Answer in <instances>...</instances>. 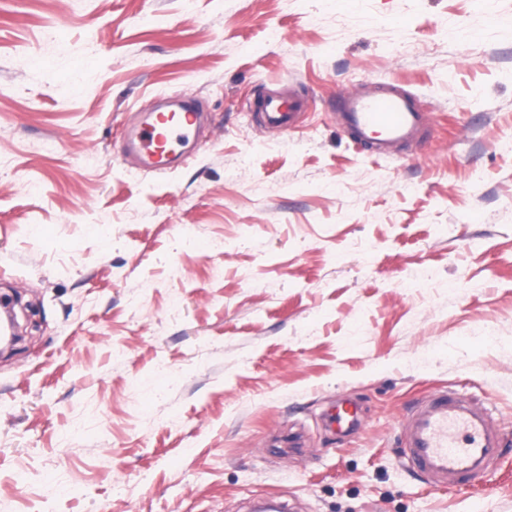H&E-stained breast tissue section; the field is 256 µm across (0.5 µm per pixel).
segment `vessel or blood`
Masks as SVG:
<instances>
[{"mask_svg":"<svg viewBox=\"0 0 512 512\" xmlns=\"http://www.w3.org/2000/svg\"><path fill=\"white\" fill-rule=\"evenodd\" d=\"M165 107L144 113L125 140V157L150 172H164L178 160L175 146L193 143L201 121L197 103L179 93L165 98ZM264 124L285 131L296 126L308 108L297 94L257 96L249 104ZM336 117L354 141L373 152L416 141L428 121L412 96L396 85L367 93L348 91L336 100ZM330 421L338 432L361 426L359 406L338 405ZM402 453L410 469L437 488H457L481 479L499 460L502 441L496 419L484 407L456 393L438 390L418 400L400 425Z\"/></svg>","mask_w":512,"mask_h":512,"instance_id":"obj_1","label":"vessel or blood"}]
</instances>
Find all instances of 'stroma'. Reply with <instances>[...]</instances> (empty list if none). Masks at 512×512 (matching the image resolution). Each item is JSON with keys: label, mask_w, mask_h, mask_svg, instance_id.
Masks as SVG:
<instances>
[{"label": "stroma", "mask_w": 512, "mask_h": 512, "mask_svg": "<svg viewBox=\"0 0 512 512\" xmlns=\"http://www.w3.org/2000/svg\"><path fill=\"white\" fill-rule=\"evenodd\" d=\"M382 84L429 124L378 158L333 104ZM174 91L198 144L139 169ZM0 292V512H512V0H0ZM440 387L502 428L460 489L399 448ZM164 100L168 107L174 108L155 107L144 113L125 139V157L136 159L150 172L172 169L183 154L172 152V146L186 148L191 145L201 121V112H197L199 108L194 100L179 93H171ZM308 101L297 94L288 97L255 96L249 102L250 111L259 112L263 123L279 131H286L296 126L300 115L306 112ZM331 424H335L339 433H350L361 426L359 406L355 402L340 404L330 417Z\"/></svg>", "instance_id": "35a3bbf8"}]
</instances>
